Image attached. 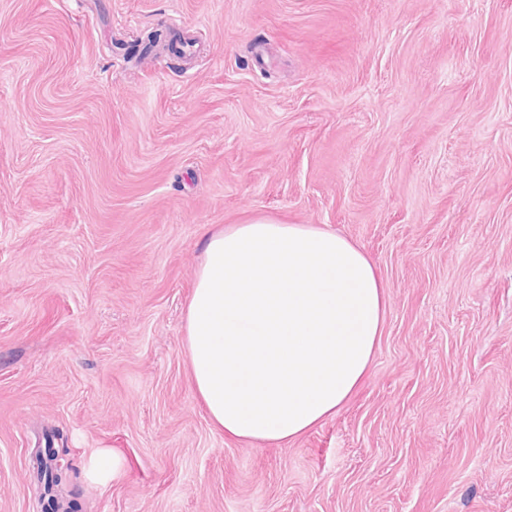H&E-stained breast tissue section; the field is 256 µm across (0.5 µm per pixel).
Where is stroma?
Returning a JSON list of instances; mask_svg holds the SVG:
<instances>
[{"mask_svg":"<svg viewBox=\"0 0 512 512\" xmlns=\"http://www.w3.org/2000/svg\"><path fill=\"white\" fill-rule=\"evenodd\" d=\"M171 26L195 56L127 59ZM260 218L388 303L282 444L213 427L184 344L204 236ZM52 431L77 512H512V0H0V512ZM121 467V458L108 448L93 452L85 459L84 464L86 477L90 481L100 484L114 479Z\"/></svg>","mask_w":512,"mask_h":512,"instance_id":"1","label":"stroma"}]
</instances>
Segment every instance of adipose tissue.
<instances>
[{
  "instance_id": "obj_1",
  "label": "adipose tissue",
  "mask_w": 512,
  "mask_h": 512,
  "mask_svg": "<svg viewBox=\"0 0 512 512\" xmlns=\"http://www.w3.org/2000/svg\"><path fill=\"white\" fill-rule=\"evenodd\" d=\"M386 306L369 259L335 231L259 219L208 233L185 335L213 424L283 443L322 423L362 381Z\"/></svg>"
}]
</instances>
